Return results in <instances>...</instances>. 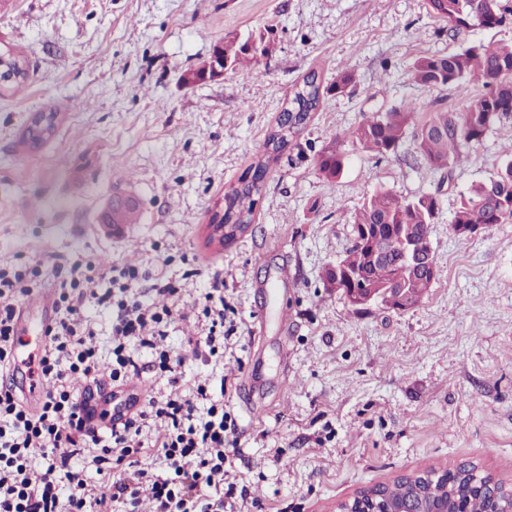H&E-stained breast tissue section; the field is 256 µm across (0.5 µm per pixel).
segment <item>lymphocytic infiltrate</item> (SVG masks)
Masks as SVG:
<instances>
[{"instance_id":"1","label":"lymphocytic infiltrate","mask_w":512,"mask_h":512,"mask_svg":"<svg viewBox=\"0 0 512 512\" xmlns=\"http://www.w3.org/2000/svg\"><path fill=\"white\" fill-rule=\"evenodd\" d=\"M53 291L55 320L48 328L37 375L49 387L37 404L15 392L13 345L19 303L41 289ZM180 290L163 280L148 282L134 267H100L73 261L64 274L41 264L0 266V512H138L149 500L153 512H224L237 497L229 479L227 446L237 442V424L208 384L180 391L187 359L211 361L225 348L229 305L224 282L213 279L199 306V334L187 356L160 348L175 321L170 304ZM94 301L110 313L106 348L81 318ZM150 361H142V352ZM166 378L168 388L125 392L129 376ZM164 425L161 440L148 442L150 423ZM40 449L42 464L32 466ZM90 455L112 462L114 471L86 488L71 461ZM71 491L61 495V482Z\"/></svg>"}]
</instances>
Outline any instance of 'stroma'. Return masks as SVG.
Here are the masks:
<instances>
[{"label": "stroma", "instance_id": "obj_1", "mask_svg": "<svg viewBox=\"0 0 512 512\" xmlns=\"http://www.w3.org/2000/svg\"><path fill=\"white\" fill-rule=\"evenodd\" d=\"M265 28L274 46L255 69L180 83L224 38ZM479 40L510 41L512 27L454 35L427 0H0V50L29 63L26 83L0 92V264L132 265L175 282L186 312L223 279L236 334L223 359L185 363L181 390L223 391L238 423L231 475L267 512H331L462 461L512 487V224L450 227L460 193L512 146V120L448 179L413 140L375 157L347 137L406 102L424 116L458 107L457 91L421 87L410 68ZM313 70L327 92L270 163L251 223L207 243L225 192ZM346 70L354 84L330 93ZM53 110L55 134L18 152L32 114ZM339 135L345 168L327 181L316 161ZM381 188L440 198L436 280L405 311L356 309L323 281L352 243L351 213ZM118 192L141 210L119 236L100 220Z\"/></svg>", "mask_w": 512, "mask_h": 512}]
</instances>
